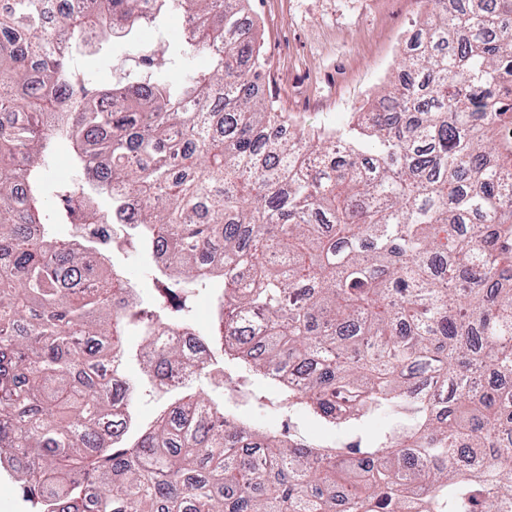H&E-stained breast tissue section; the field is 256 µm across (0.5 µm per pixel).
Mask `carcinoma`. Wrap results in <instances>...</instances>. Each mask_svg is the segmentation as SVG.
Here are the masks:
<instances>
[{"mask_svg":"<svg viewBox=\"0 0 512 512\" xmlns=\"http://www.w3.org/2000/svg\"><path fill=\"white\" fill-rule=\"evenodd\" d=\"M458 2L431 0L390 110L310 138L257 92L246 0H65L51 30L0 0V469L28 512H512V0ZM173 11L179 77L141 45L110 88L73 65ZM61 142L76 177L50 181ZM131 203L113 242L80 232ZM164 336L202 346L173 387ZM233 373L338 442L259 397L224 413ZM147 384L169 403L140 424ZM297 435L322 443H330L335 436L323 431L316 423L306 418L294 420V430Z\"/></svg>","mask_w":512,"mask_h":512,"instance_id":"cac0c4a2","label":"carcinoma"}]
</instances>
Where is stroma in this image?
I'll use <instances>...</instances> for the list:
<instances>
[{
    "label": "stroma",
    "instance_id": "stroma-1",
    "mask_svg": "<svg viewBox=\"0 0 512 512\" xmlns=\"http://www.w3.org/2000/svg\"><path fill=\"white\" fill-rule=\"evenodd\" d=\"M426 0H250L265 59L260 92L308 130L377 104L418 29ZM75 66L108 87L132 69L125 46Z\"/></svg>",
    "mask_w": 512,
    "mask_h": 512
}]
</instances>
